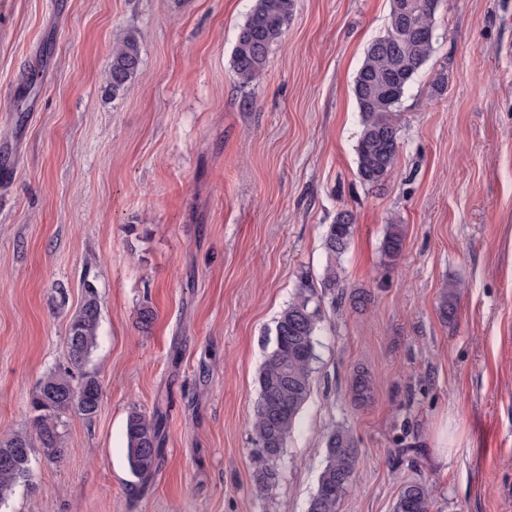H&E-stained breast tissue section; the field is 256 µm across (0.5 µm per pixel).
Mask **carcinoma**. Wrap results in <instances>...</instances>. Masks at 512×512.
Masks as SVG:
<instances>
[{"label": "carcinoma", "instance_id": "1", "mask_svg": "<svg viewBox=\"0 0 512 512\" xmlns=\"http://www.w3.org/2000/svg\"><path fill=\"white\" fill-rule=\"evenodd\" d=\"M442 0H391L387 28L366 47L353 82V95L360 115L355 142L359 178L380 185L396 166L399 153L397 108L416 77L435 52V15ZM295 0H253L240 27L232 52V68L240 84L247 86L263 74L271 48L291 21ZM140 65L137 35L127 31L112 45L107 80L112 93L129 88ZM354 233L352 214L336 213L327 225L323 245L327 262L320 287L305 281L277 317L272 348L258 373V397L253 408V453L260 463L254 475L257 493L268 492L276 483L274 463L283 455L300 411L311 394L313 365L317 359L316 336L320 330L319 293L336 294L343 287L341 259ZM402 225L388 224L381 243L384 262L391 264L403 253ZM83 303L72 318L66 336L68 366L44 377L29 402L34 413L36 437L23 432L0 440V506L19 486L32 479V448L39 447L49 459L63 456L64 441L59 419L75 412L86 419L97 415L101 385L89 369L99 342L100 307L94 285L84 284ZM462 284H448L439 304V315L452 320ZM356 400L372 398V383L356 373L351 385ZM165 415L157 406L152 413L131 412L126 423L127 463L130 474L142 480L158 467ZM359 460L353 434L343 425L326 435L325 459L307 512H339L352 483ZM428 488L408 482L398 493L393 512H430Z\"/></svg>", "mask_w": 512, "mask_h": 512}]
</instances>
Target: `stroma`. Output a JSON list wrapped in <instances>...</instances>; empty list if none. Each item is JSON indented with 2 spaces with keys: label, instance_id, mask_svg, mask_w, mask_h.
I'll use <instances>...</instances> for the list:
<instances>
[{
  "label": "stroma",
  "instance_id": "35a3bbf8",
  "mask_svg": "<svg viewBox=\"0 0 512 512\" xmlns=\"http://www.w3.org/2000/svg\"><path fill=\"white\" fill-rule=\"evenodd\" d=\"M252 0H0V438L66 361L84 282L101 308V407L65 415L60 460L0 512H307L330 428L360 448L340 512H512V0H442L436 50L403 99L394 172L357 175L353 80L390 0H295L260 79L231 55ZM141 65L113 95V40ZM448 75L438 94L435 72ZM365 307L324 298L311 395L266 494L251 418L268 329L319 282L338 211ZM404 228L395 265L386 225ZM464 283L454 320L443 287ZM151 307L149 331L137 323ZM374 386L351 392L355 371ZM162 407L156 472L137 483L126 418ZM452 444L440 453V430ZM430 506L428 488L420 482H408L401 487L393 512H430Z\"/></svg>",
  "mask_w": 512,
  "mask_h": 512
}]
</instances>
